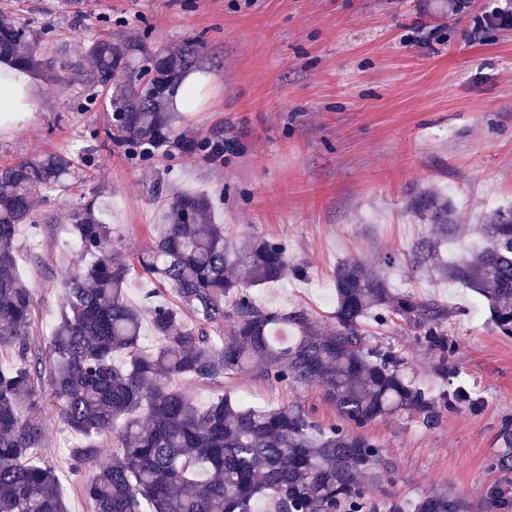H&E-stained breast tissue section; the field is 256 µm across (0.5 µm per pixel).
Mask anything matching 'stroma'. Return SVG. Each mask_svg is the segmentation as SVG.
Wrapping results in <instances>:
<instances>
[{
  "label": "stroma",
  "mask_w": 512,
  "mask_h": 512,
  "mask_svg": "<svg viewBox=\"0 0 512 512\" xmlns=\"http://www.w3.org/2000/svg\"><path fill=\"white\" fill-rule=\"evenodd\" d=\"M492 0H85L72 17L66 0H0L33 29L54 31L40 45L78 55L104 34L121 42L148 34L162 46L195 41L197 70L210 73L198 109L177 115L176 128L236 140L222 163L176 149L128 159L111 136L104 106L82 108L84 87L38 82L42 107L15 129L0 131V163L45 152H70L78 168L67 187L34 196L41 231L22 226L17 272L34 292L32 339L47 345L60 313L63 285L76 250L73 206L90 200L121 237L127 255L152 241L171 199L205 193L214 223L230 236L284 242L304 276L256 288L261 304L309 309L330 327L336 309L334 272L349 258L391 257L392 288L436 298L454 313L452 358L457 379L412 329H365L401 350L414 384L443 399L464 384L474 404L441 409L439 421L380 419L363 430L386 450L377 500L412 507L443 486L475 512H512L497 493L512 490V470L495 467L504 425L512 424V337L496 331L481 299L461 285L412 272L408 252L431 225L408 209L418 192L448 198L459 223L479 224L512 206V28L483 25ZM175 387L197 404L217 390L255 407L301 402L316 420L338 414L319 387L271 386L251 376L223 388L190 377ZM45 460L55 469L69 512H91L69 448L75 434L59 425L44 395Z\"/></svg>",
  "instance_id": "1"
}]
</instances>
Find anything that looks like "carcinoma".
I'll return each mask as SVG.
<instances>
[{"instance_id": "cac0c4a2", "label": "carcinoma", "mask_w": 512, "mask_h": 512, "mask_svg": "<svg viewBox=\"0 0 512 512\" xmlns=\"http://www.w3.org/2000/svg\"><path fill=\"white\" fill-rule=\"evenodd\" d=\"M49 36L1 14L0 58L53 79V64L38 52ZM197 57L192 40L162 48L146 34L119 44L98 37L69 65L70 81L108 90L105 107L113 129L127 134L117 143L130 159L171 146L215 152L216 141L174 133L167 111ZM117 73L124 82L114 87ZM72 173V157L60 151L0 165V351L16 361L0 370V512H68L43 460L37 409L46 386L62 424L84 439L70 455L76 469L89 466L83 490L92 512H257L260 503L263 512H405L399 501L371 499L386 452L350 427L386 418L431 426L437 401L414 386L399 351L375 342L363 320L416 330L446 375L455 350L448 306L395 291L380 263L344 260L327 330L304 307L257 302L252 289L300 266L290 265L280 241L229 236L212 223L208 196L174 197L135 260L91 201L69 214L76 261L45 354L31 340L34 293L16 274L15 242L21 226L39 223L34 192L60 188ZM410 211L435 227L412 245V267L474 291L495 330L512 336V208L466 229L436 192L414 196ZM464 230L480 245L446 258L444 246ZM137 274L171 288L176 302L154 290L144 296L148 307L132 304L127 290ZM184 308L193 313L190 324ZM146 314L150 349L142 345ZM288 327L293 336L283 342L276 333ZM241 374L294 389L317 386L344 424L319 423L299 402L248 407L222 392L200 406L169 385L189 376L222 387ZM501 440L497 465L512 469V432ZM473 508L444 488L423 493L415 512Z\"/></svg>"}]
</instances>
